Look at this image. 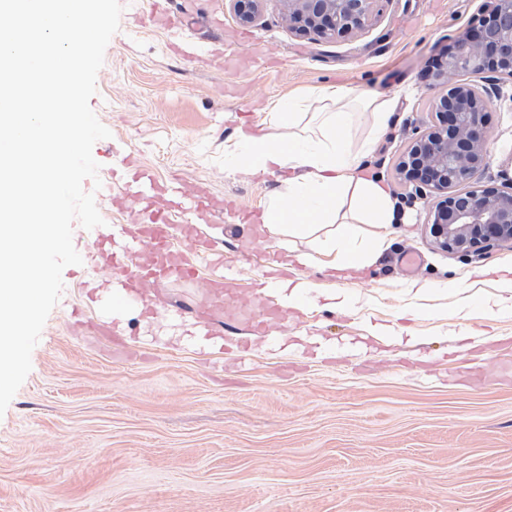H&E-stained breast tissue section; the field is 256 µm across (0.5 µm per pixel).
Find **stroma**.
Returning <instances> with one entry per match:
<instances>
[{
  "label": "stroma",
  "instance_id": "1",
  "mask_svg": "<svg viewBox=\"0 0 512 512\" xmlns=\"http://www.w3.org/2000/svg\"><path fill=\"white\" fill-rule=\"evenodd\" d=\"M123 7L97 75L99 121L185 197L207 183L223 220L205 231L226 261L259 276L256 249L309 252L313 237L258 233L252 223L279 190L280 174L253 177L224 160V143L264 117L271 100L329 82L397 98L364 174L381 178L398 223L363 224L380 240L371 264L296 266L310 288L350 291L353 310L284 314L282 332L327 339L324 350L278 343L248 355L192 343L191 327L214 299L209 274L158 289L151 312H126L127 339L112 335L95 298L114 270L63 271L62 296L31 356L32 369L0 416V512H512V314L477 296L469 319L412 312L407 287L428 281L453 307L448 286L477 270L512 267V245L462 256L436 248L434 204L396 176L414 134L432 120L434 59L476 25L483 0H382L358 37L296 36L278 0L242 24L230 0H166L151 19ZM487 114L490 164L481 181L512 178V87ZM415 253L406 275L400 260ZM372 323L402 315L411 340L384 347ZM485 342L467 357L451 336Z\"/></svg>",
  "mask_w": 512,
  "mask_h": 512
}]
</instances>
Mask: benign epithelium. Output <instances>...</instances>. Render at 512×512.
I'll list each match as a JSON object with an SVG mask.
<instances>
[{
  "label": "benign epithelium",
  "mask_w": 512,
  "mask_h": 512,
  "mask_svg": "<svg viewBox=\"0 0 512 512\" xmlns=\"http://www.w3.org/2000/svg\"><path fill=\"white\" fill-rule=\"evenodd\" d=\"M238 19L251 24L268 0H230ZM281 18L301 37L355 36L367 31L380 0H277ZM488 18L460 32L432 73L437 89L433 120L407 145L396 166L402 182L436 194L427 224L442 250L479 253L512 245V192L477 177L489 166L485 123L500 81L512 82V0H485ZM469 184L466 191L458 187Z\"/></svg>",
  "instance_id": "benign-epithelium-1"
}]
</instances>
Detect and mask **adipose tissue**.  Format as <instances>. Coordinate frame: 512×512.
<instances>
[{"instance_id": "ef3b65f1", "label": "adipose tissue", "mask_w": 512, "mask_h": 512, "mask_svg": "<svg viewBox=\"0 0 512 512\" xmlns=\"http://www.w3.org/2000/svg\"><path fill=\"white\" fill-rule=\"evenodd\" d=\"M392 99L345 85L329 83L271 104L258 131H242L225 141L224 157L251 175L291 170L264 210L268 229L287 236H308L331 225L316 248L346 268L362 267L377 249V240L359 237L360 224L396 223V208L379 180L357 174L375 140L388 127ZM316 113L319 130H297L302 114ZM369 115L368 132L356 139L362 115Z\"/></svg>"}]
</instances>
